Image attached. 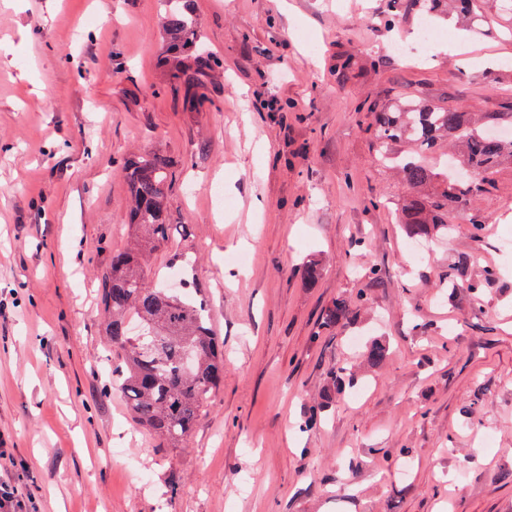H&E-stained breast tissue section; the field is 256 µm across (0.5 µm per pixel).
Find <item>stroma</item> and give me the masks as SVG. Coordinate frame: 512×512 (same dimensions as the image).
Here are the masks:
<instances>
[{"label":"stroma","instance_id":"obj_1","mask_svg":"<svg viewBox=\"0 0 512 512\" xmlns=\"http://www.w3.org/2000/svg\"><path fill=\"white\" fill-rule=\"evenodd\" d=\"M184 4L209 59L200 110L170 78L164 0H0V479L19 512H512V172L480 203L481 236L456 225L419 260L395 222L407 189L367 130L402 97L512 127V35L436 17L446 36L424 47L406 0ZM154 150L191 237L151 270L188 250L224 342L184 448L106 392L121 357L99 279L129 242L123 162ZM463 254L480 299L446 286ZM360 293L352 323L316 336ZM374 339L376 369L360 357ZM340 366L354 382L321 407ZM364 300L363 294H359L355 299H338L326 311L319 325L317 336L321 332H329L336 326L345 324L350 321L357 313V307Z\"/></svg>","mask_w":512,"mask_h":512}]
</instances>
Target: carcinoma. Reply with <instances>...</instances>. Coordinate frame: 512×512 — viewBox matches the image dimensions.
I'll use <instances>...</instances> for the list:
<instances>
[{"instance_id":"1","label":"carcinoma","mask_w":512,"mask_h":512,"mask_svg":"<svg viewBox=\"0 0 512 512\" xmlns=\"http://www.w3.org/2000/svg\"><path fill=\"white\" fill-rule=\"evenodd\" d=\"M477 0H410V5L431 16L445 8L468 22L478 21ZM193 18L179 4L167 15L172 48L187 42ZM202 66L177 62L171 76L194 90L198 105L207 102L198 79ZM376 159L395 163L408 189L399 208V223L414 241L446 236L456 216L481 235L487 219L479 202L500 190L506 161L512 158V141L497 139L482 127L479 113L425 100L399 103L392 111L374 115L369 127ZM400 141L411 147L402 158L392 156ZM129 187V228L134 247L112 254L100 285L104 339L124 352L125 368L113 380L132 421L159 438L165 448H184L203 415L209 394L224 376V354L211 316L202 299L161 288L151 279L148 256L168 242L174 230L188 236L187 225L171 223L167 191L170 160L160 152L129 158L123 167ZM470 258L461 255L448 287L464 288L473 297L481 285L462 282ZM363 295L338 299L326 311L319 331L328 332L350 321Z\"/></svg>"}]
</instances>
